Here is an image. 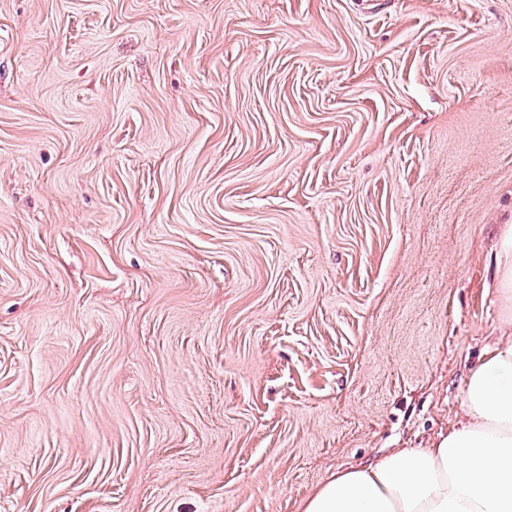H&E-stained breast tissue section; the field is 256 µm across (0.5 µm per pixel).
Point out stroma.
<instances>
[{
  "label": "stroma",
  "mask_w": 512,
  "mask_h": 512,
  "mask_svg": "<svg viewBox=\"0 0 512 512\" xmlns=\"http://www.w3.org/2000/svg\"><path fill=\"white\" fill-rule=\"evenodd\" d=\"M512 0H0V512H299L499 338Z\"/></svg>",
  "instance_id": "35a3bbf8"
}]
</instances>
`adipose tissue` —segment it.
<instances>
[{"mask_svg": "<svg viewBox=\"0 0 512 512\" xmlns=\"http://www.w3.org/2000/svg\"><path fill=\"white\" fill-rule=\"evenodd\" d=\"M502 323L512 329V224L498 236ZM301 512H512V337L483 354L463 418L432 447L337 471Z\"/></svg>", "mask_w": 512, "mask_h": 512, "instance_id": "obj_1", "label": "adipose tissue"}]
</instances>
